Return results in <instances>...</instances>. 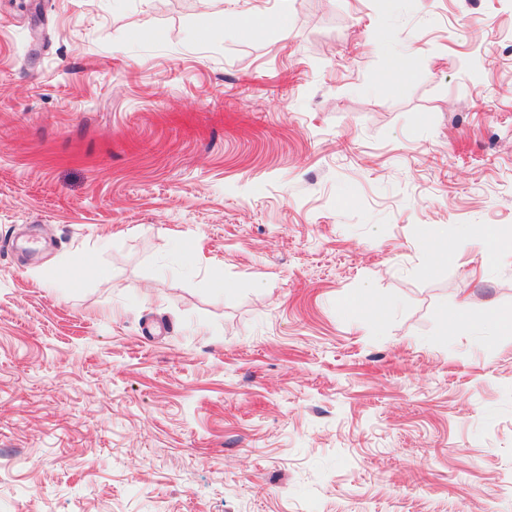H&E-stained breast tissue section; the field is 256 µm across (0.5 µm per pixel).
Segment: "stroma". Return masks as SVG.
<instances>
[{
    "instance_id": "stroma-1",
    "label": "stroma",
    "mask_w": 512,
    "mask_h": 512,
    "mask_svg": "<svg viewBox=\"0 0 512 512\" xmlns=\"http://www.w3.org/2000/svg\"><path fill=\"white\" fill-rule=\"evenodd\" d=\"M468 224L512 0H0V512H512V257L418 241ZM350 308L356 313L362 312L372 320H381L385 317L389 305L387 301L377 303L373 297L364 295L355 303L350 304Z\"/></svg>"
}]
</instances>
